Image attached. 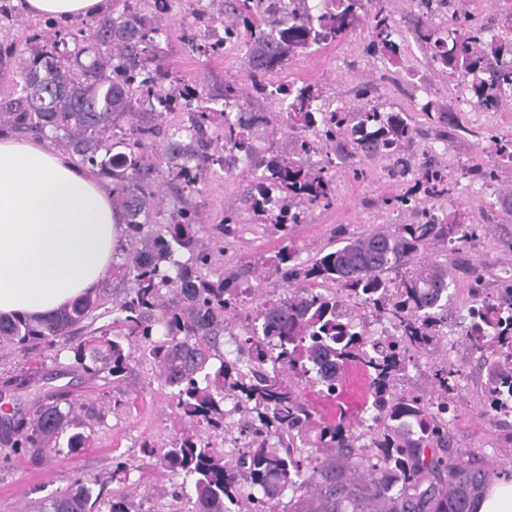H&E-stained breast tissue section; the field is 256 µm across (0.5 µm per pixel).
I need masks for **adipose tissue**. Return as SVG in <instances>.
Wrapping results in <instances>:
<instances>
[{
	"instance_id": "1",
	"label": "adipose tissue",
	"mask_w": 512,
	"mask_h": 512,
	"mask_svg": "<svg viewBox=\"0 0 512 512\" xmlns=\"http://www.w3.org/2000/svg\"><path fill=\"white\" fill-rule=\"evenodd\" d=\"M60 25L112 0H19ZM124 226L111 186L45 139L0 136V316L38 319L95 293Z\"/></svg>"
}]
</instances>
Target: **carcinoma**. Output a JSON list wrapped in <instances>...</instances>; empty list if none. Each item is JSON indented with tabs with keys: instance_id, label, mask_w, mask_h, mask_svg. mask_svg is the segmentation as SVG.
I'll return each mask as SVG.
<instances>
[{
	"instance_id": "carcinoma-1",
	"label": "carcinoma",
	"mask_w": 512,
	"mask_h": 512,
	"mask_svg": "<svg viewBox=\"0 0 512 512\" xmlns=\"http://www.w3.org/2000/svg\"><path fill=\"white\" fill-rule=\"evenodd\" d=\"M420 41L425 55L467 92L477 112L495 111L512 96V13L495 33L474 16L451 13L434 19L445 0H418ZM363 0H322L312 13L308 0H233L224 43L244 52L253 90L279 102L290 150L272 142L260 150L254 131L269 124L253 110L239 83H224L217 100L167 70L158 39L162 28L136 12L92 18L79 29L87 38L34 30L25 48L3 54L16 58L17 90L0 98V133L51 135L71 153L112 177L131 247L116 252L112 270L130 283L125 296L107 307L100 296L82 298L48 318L33 322L0 316V346L26 350L44 344L67 353L90 377L102 371L119 384L133 361L153 365L172 388L178 415L205 431L244 439L241 452L227 459L193 431L175 434L160 446L141 444L142 462L181 479L191 512H474V504L497 472L469 448H453L449 427L451 393L463 377L442 362L431 374L433 395L425 400L397 390L409 352L432 351L441 316L448 311L452 279L448 265L418 262L430 246L463 250L482 229L459 216H438L428 202L450 190L448 167L431 160L413 167L404 147L414 127L400 112L364 105L355 112L317 104L307 85L273 83L269 76L288 60L316 45L341 42L358 27L369 31L367 53L398 60L391 14L382 6L365 10ZM187 124L171 127L166 118L175 100ZM450 129L454 114L420 107ZM349 133L350 155L391 162V173L416 171L414 188L397 203L420 211L416 224L379 228L339 240L338 246L303 260L292 244L279 248L257 283L229 272L215 279L203 273L212 260L201 243L194 211L177 208L162 222L148 223L156 209L159 148L168 178L197 191L214 165L232 177L239 160L250 163L248 196L254 215L288 236L311 206L336 200L329 155L313 161L316 142ZM494 152L512 163V140L489 137ZM121 146L123 150L115 151ZM275 277L288 294L274 299L261 282ZM337 283L333 294L316 286ZM355 299L393 323L386 336L367 334L347 308ZM236 355L221 351L229 320L247 302ZM111 318L101 326L97 322ZM122 328L109 337L108 331ZM88 329L99 337L72 344ZM486 373L482 414L512 412V275L502 297L483 300L453 325ZM219 361L212 367L211 360ZM368 382V416L349 418L339 410L330 419L315 408L292 380L305 381L333 396L347 371ZM65 392L53 390L32 415L0 418V442L16 453L36 448L48 457L76 455L88 447ZM107 480L78 478L51 498L48 512H130L122 499L105 494Z\"/></svg>"
}]
</instances>
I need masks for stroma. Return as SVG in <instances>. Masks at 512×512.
Listing matches in <instances>:
<instances>
[{
  "label": "stroma",
  "mask_w": 512,
  "mask_h": 512,
  "mask_svg": "<svg viewBox=\"0 0 512 512\" xmlns=\"http://www.w3.org/2000/svg\"><path fill=\"white\" fill-rule=\"evenodd\" d=\"M402 45L400 65L371 58L367 51L368 31L359 28L347 41L312 47L292 58L274 82L289 81L318 90L323 103L357 110L363 102L409 113L416 136L409 148L416 161H423L426 149L447 164L458 182L448 196L435 200V210L460 214L466 223L482 225L483 231L470 247L452 252L435 246L424 256L448 264L454 276L453 295L448 304L449 320L466 314L475 296L496 299L503 279L512 271V210L496 201L512 191V167L496 168V156L488 135L512 137V97L495 112H474L464 103L459 88L446 75L432 69L416 40L419 10L414 0H387ZM198 0H181L161 24L168 31L162 41L163 62L174 74L199 82L206 92L219 95L224 83L235 80L250 91L244 55L237 47L225 46L223 53L204 55L191 52L185 34L194 26L192 12ZM433 100L440 111H454L462 131L441 141L442 127L419 112L417 105ZM346 139H338L330 150L336 162V201L330 208H314L306 223L294 225L290 236L303 257L334 245L339 234H364L378 227L409 224L416 213L388 205V198L408 192L413 177L391 175L385 159L370 156L347 158ZM496 168L498 179L486 186L463 179L469 168ZM251 177L243 173L225 178L223 170L211 172L200 191L183 193L160 179L158 196L162 214L186 206L196 211L200 234L214 248L209 267L211 276L230 269L261 264L283 244L274 226L258 220L249 210L245 196ZM233 216L225 226V216ZM437 359L448 360L463 372L455 418L450 425L452 445L481 453L491 467L512 466V413L489 418L481 416L484 374L477 354L461 340L441 342ZM24 375L28 382L15 389L9 400L15 413L29 414L52 388L64 386L71 393L75 410L91 434L88 448L76 455L48 458L32 453L21 455L0 445V512H41L48 500L65 491L80 475L107 479L109 494L125 499L130 512H189L186 499L171 496L172 480L148 468L115 479L111 473L118 462L139 460L140 444L150 439L163 444L179 427L170 390L149 364L133 362L120 388L107 379H89L72 367L67 356L38 345L21 351L0 347V380ZM306 399L324 418L337 408L349 414L361 411L367 399L364 382H344L337 397L325 398L311 387ZM124 403L114 406V396Z\"/></svg>",
  "instance_id": "35a3bbf8"
}]
</instances>
